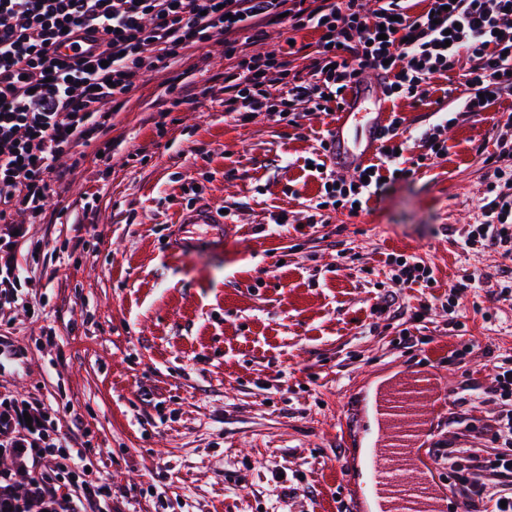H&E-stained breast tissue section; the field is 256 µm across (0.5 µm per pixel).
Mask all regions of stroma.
Segmentation results:
<instances>
[{
	"label": "stroma",
	"instance_id": "stroma-1",
	"mask_svg": "<svg viewBox=\"0 0 512 512\" xmlns=\"http://www.w3.org/2000/svg\"><path fill=\"white\" fill-rule=\"evenodd\" d=\"M225 66L218 44L180 66L183 89L205 91L201 107L170 109L169 73L151 76L114 113L108 162L86 155L22 225L13 255L36 314L0 312V398L53 403L60 434L108 478L112 512H372L358 433L376 426L377 392L410 365L439 389L419 462L446 512H462L431 447L492 450L482 427L495 405L455 398L488 386L496 356L512 355V293L467 289L456 325L447 297L466 270L512 282V255L458 246L490 199L487 160L512 98L458 115L447 156L367 208L311 225L322 186L307 161L335 115L296 128L259 112L239 124L224 112ZM449 106L393 103L414 133ZM206 206L227 212L222 243L184 224ZM283 211L287 223L273 224ZM185 233L196 245L180 246ZM391 253L435 277L402 291V315L385 300ZM467 344L466 365L451 363ZM453 411L468 427L449 425Z\"/></svg>",
	"mask_w": 512,
	"mask_h": 512
}]
</instances>
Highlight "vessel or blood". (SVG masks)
<instances>
[{"label": "vessel or blood", "mask_w": 512, "mask_h": 512, "mask_svg": "<svg viewBox=\"0 0 512 512\" xmlns=\"http://www.w3.org/2000/svg\"><path fill=\"white\" fill-rule=\"evenodd\" d=\"M388 117L380 86L357 79L328 143L338 171L356 172L370 162ZM434 392L431 378L409 367L380 397L382 424L362 435L365 492L375 512H443L439 492L414 463L416 446L424 435L423 407Z\"/></svg>", "instance_id": "b4317fda"}]
</instances>
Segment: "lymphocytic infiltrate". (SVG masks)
Wrapping results in <instances>:
<instances>
[{
    "instance_id": "f902f5d3",
    "label": "lymphocytic infiltrate",
    "mask_w": 512,
    "mask_h": 512,
    "mask_svg": "<svg viewBox=\"0 0 512 512\" xmlns=\"http://www.w3.org/2000/svg\"><path fill=\"white\" fill-rule=\"evenodd\" d=\"M286 19L293 31L312 27L320 38L308 71L290 69L288 51L262 57L242 54L236 33ZM96 33L95 59L62 60L58 44ZM224 46V112L239 123L267 113L274 121L299 126L304 113L336 112L353 79L366 70L384 78L386 98L430 97L434 80L459 75L464 88L457 109L481 114L512 97V0H427L410 13L406 0H379L365 11L361 0H0V307L26 305L22 272L14 262L17 217H39L51 182H63L57 163L76 148L106 135L111 111L153 72L170 67L188 49L210 42ZM405 119L392 113L382 148L360 176L346 181L320 170L323 195L315 211L366 206L382 189L409 170L433 164L448 153L440 122L418 135L421 151L405 157ZM479 223L461 236L462 252L491 247L512 253V168L490 165ZM476 403H501L483 432L493 452L439 443L432 459L447 470L448 482L468 512H512V356L502 357L489 386ZM0 454L13 468L0 472V512H112V489L87 470V449L56 437L50 407L11 398L0 402ZM42 475L28 476L34 465ZM61 469L76 476L79 488L60 493L48 477ZM26 482L14 481V473Z\"/></svg>"
}]
</instances>
